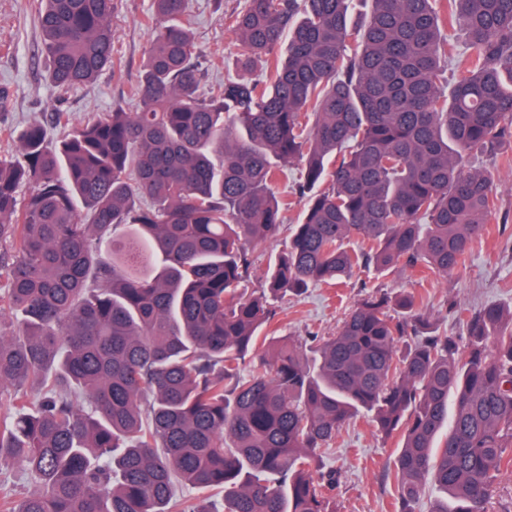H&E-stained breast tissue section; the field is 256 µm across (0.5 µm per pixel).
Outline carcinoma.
<instances>
[{
    "label": "carcinoma",
    "mask_w": 512,
    "mask_h": 512,
    "mask_svg": "<svg viewBox=\"0 0 512 512\" xmlns=\"http://www.w3.org/2000/svg\"><path fill=\"white\" fill-rule=\"evenodd\" d=\"M370 2L355 23L353 0H244L224 14L241 75L208 85L189 0H153L139 111L18 131L0 157V464L34 490L0 512H336L327 461L358 415L399 437L395 512L429 479L454 502L431 512H486L512 470V306L450 301L464 351L383 290L310 347L275 336L276 303L312 286L453 274L498 213L476 161L512 140V0ZM113 11L43 0L55 88L123 77ZM292 162L303 219L250 292ZM178 483L206 498L185 506Z\"/></svg>",
    "instance_id": "1"
}]
</instances>
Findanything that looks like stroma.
I'll use <instances>...</instances> for the list:
<instances>
[{
  "label": "stroma",
  "instance_id": "obj_1",
  "mask_svg": "<svg viewBox=\"0 0 512 512\" xmlns=\"http://www.w3.org/2000/svg\"><path fill=\"white\" fill-rule=\"evenodd\" d=\"M244 0H190L193 31L208 66L209 81H223L236 74L234 35L225 28L226 13L239 9ZM40 0H0V155L12 153L14 131L38 120L50 135L60 130L51 115L64 113L71 122L111 111L122 105L133 112L139 107L131 89L153 37L152 0H116L112 17L115 49L125 67L123 79L103 72L89 86L59 93L48 76V63L39 51L40 37L33 24ZM300 167L290 163L280 173L276 190L288 204L284 222L272 245L254 253V272L249 290L264 286L272 248L287 242L293 224L303 210L295 193ZM496 188L500 215L487 234L474 245L465 264L452 276L442 277L425 268L382 278L353 277L336 288L318 285L300 299L280 302L277 318L283 335L311 341L333 332L340 318L366 290L385 288L414 295L420 308L440 318L449 334L462 336L453 317L447 316L449 300L477 310L488 304L512 303V142L496 162ZM330 463L340 473L336 487L337 512H394V486L387 477L397 441L377 432L367 417L360 416L341 431Z\"/></svg>",
  "mask_w": 512,
  "mask_h": 512
}]
</instances>
